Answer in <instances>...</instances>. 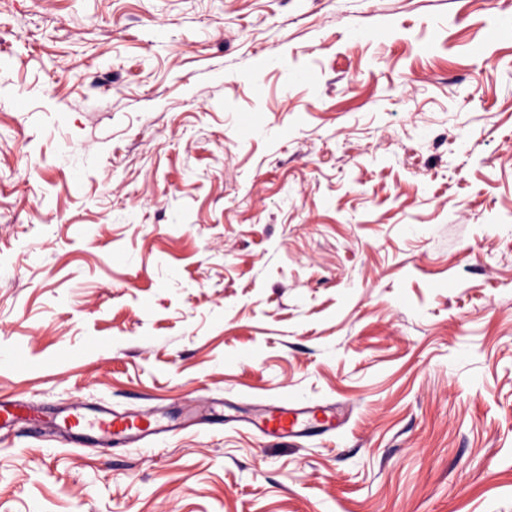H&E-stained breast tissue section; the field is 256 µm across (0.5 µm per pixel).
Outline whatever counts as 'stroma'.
I'll return each instance as SVG.
<instances>
[{"mask_svg":"<svg viewBox=\"0 0 512 512\" xmlns=\"http://www.w3.org/2000/svg\"><path fill=\"white\" fill-rule=\"evenodd\" d=\"M501 11L0 0V512H512ZM78 401L182 425L73 446ZM35 410L34 406L21 401H0V430ZM261 434L276 438H294L313 430L321 434L336 432L345 422L333 406L311 407L290 400L264 406L251 420Z\"/></svg>","mask_w":512,"mask_h":512,"instance_id":"35a3bbf8","label":"stroma"}]
</instances>
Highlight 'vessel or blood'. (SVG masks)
Here are the masks:
<instances>
[{
  "instance_id": "vessel-or-blood-1",
  "label": "vessel or blood",
  "mask_w": 512,
  "mask_h": 512,
  "mask_svg": "<svg viewBox=\"0 0 512 512\" xmlns=\"http://www.w3.org/2000/svg\"><path fill=\"white\" fill-rule=\"evenodd\" d=\"M32 410V405L20 401H0V430L10 427ZM63 420L67 425L65 439L74 444L127 446L161 432L158 422L109 408L90 411L75 405L65 412ZM252 424L265 436L284 439L300 437L314 430L322 434L332 433L343 427L344 422L335 407L316 408L286 400L259 409Z\"/></svg>"
}]
</instances>
